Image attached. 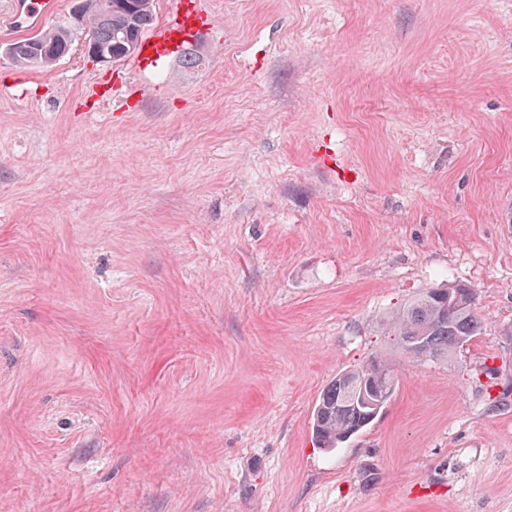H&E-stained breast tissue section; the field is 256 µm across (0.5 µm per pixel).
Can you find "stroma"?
I'll list each match as a JSON object with an SVG mask.
<instances>
[{
  "instance_id": "35a3bbf8",
  "label": "stroma",
  "mask_w": 512,
  "mask_h": 512,
  "mask_svg": "<svg viewBox=\"0 0 512 512\" xmlns=\"http://www.w3.org/2000/svg\"><path fill=\"white\" fill-rule=\"evenodd\" d=\"M211 7L144 70L0 22V512H512V0ZM449 283L481 335L407 358ZM475 305L473 292L465 286L427 289L399 309L392 336L403 354L425 362L441 361L480 335ZM363 380L375 390L374 407L354 395L353 382ZM396 388V375L383 361L371 360L338 373L322 390L313 409L311 431L318 447L333 451L361 434L387 405Z\"/></svg>"
}]
</instances>
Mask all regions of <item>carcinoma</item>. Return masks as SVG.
Segmentation results:
<instances>
[{
	"mask_svg": "<svg viewBox=\"0 0 512 512\" xmlns=\"http://www.w3.org/2000/svg\"><path fill=\"white\" fill-rule=\"evenodd\" d=\"M154 22V0H112V9L39 32L10 45L11 59L23 66L49 68L66 56L79 36L88 40L87 52L121 60L138 47ZM403 354L435 362L480 335L481 320L473 292L462 285L430 288L409 299L392 324ZM366 381L375 390V406L354 395L353 383ZM397 388L391 367L379 360L346 369L322 390L313 409L311 431L320 448L333 451L361 434L387 405Z\"/></svg>",
	"mask_w": 512,
	"mask_h": 512,
	"instance_id": "obj_1",
	"label": "carcinoma"
}]
</instances>
